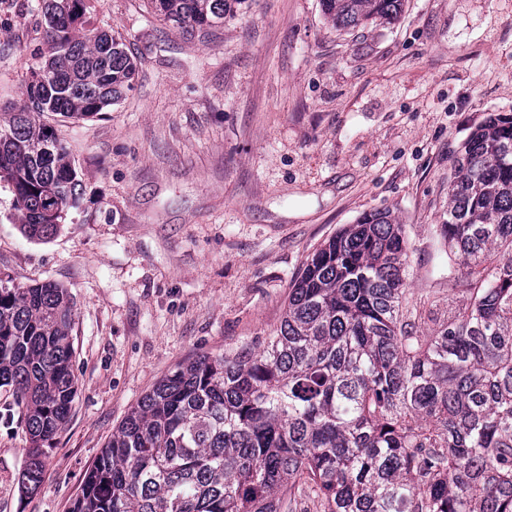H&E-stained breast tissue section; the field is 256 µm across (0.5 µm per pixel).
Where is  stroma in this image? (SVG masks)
<instances>
[{
    "instance_id": "stroma-1",
    "label": "stroma",
    "mask_w": 512,
    "mask_h": 512,
    "mask_svg": "<svg viewBox=\"0 0 512 512\" xmlns=\"http://www.w3.org/2000/svg\"><path fill=\"white\" fill-rule=\"evenodd\" d=\"M41 4L0 0L1 106L26 100ZM86 5L138 76L102 116L44 113L83 188L54 235L27 238L0 184V276L68 289L78 385L27 496L22 410L0 388V512H69L129 409L182 363L259 346L308 255L364 213L404 224L411 291L456 315L433 228L462 143L512 114V0H404L394 23L350 32L320 0H236L206 34L147 0Z\"/></svg>"
}]
</instances>
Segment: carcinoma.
I'll list each match as a JSON object with an SVG mask.
<instances>
[{"label":"carcinoma","instance_id":"cac0c4a2","mask_svg":"<svg viewBox=\"0 0 512 512\" xmlns=\"http://www.w3.org/2000/svg\"><path fill=\"white\" fill-rule=\"evenodd\" d=\"M26 102L0 113V182L23 233L79 207L66 144L42 121L95 118L134 88L122 37L85 0H42ZM179 28L224 24L229 0H149ZM404 0H320L338 31L391 23ZM435 234L461 308L431 331L410 296L405 225L373 211L309 255L279 324L248 354L202 355L145 394L87 470L69 512H287L311 487L323 512H512V114L463 142ZM73 299L0 278V388L24 407L35 492L77 393Z\"/></svg>","mask_w":512,"mask_h":512}]
</instances>
